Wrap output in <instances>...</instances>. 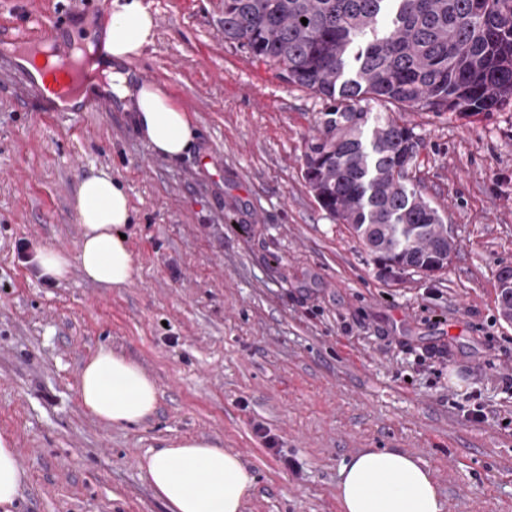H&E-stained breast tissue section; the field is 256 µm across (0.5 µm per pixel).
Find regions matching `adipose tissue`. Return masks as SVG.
<instances>
[{
    "instance_id": "obj_1",
    "label": "adipose tissue",
    "mask_w": 512,
    "mask_h": 512,
    "mask_svg": "<svg viewBox=\"0 0 512 512\" xmlns=\"http://www.w3.org/2000/svg\"><path fill=\"white\" fill-rule=\"evenodd\" d=\"M154 19L141 0H113L106 48L117 68L110 79L120 99L130 100L138 133L160 155L177 157L193 146L190 118L168 94L151 84H133L120 65L152 41ZM82 235L76 253L36 249L31 262L39 277L53 283L80 268L107 288L129 285L135 274L133 254L122 234L131 218L128 197L110 173L85 178L77 191ZM79 396L104 423L123 428L153 416L158 393L137 362L109 347L84 365ZM140 476L168 512H241L256 492V478L239 457L202 438H183L149 449L138 463ZM27 479L16 448L0 436V508L13 504ZM342 512H444L438 485L428 468L393 449H366L340 469L337 485Z\"/></svg>"
}]
</instances>
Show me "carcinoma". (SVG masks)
<instances>
[{
	"mask_svg": "<svg viewBox=\"0 0 512 512\" xmlns=\"http://www.w3.org/2000/svg\"><path fill=\"white\" fill-rule=\"evenodd\" d=\"M224 41L326 101L304 162L320 206L382 270L444 269L457 244L408 179L414 131L369 103L479 115L511 102L512 0H224Z\"/></svg>",
	"mask_w": 512,
	"mask_h": 512,
	"instance_id": "carcinoma-1",
	"label": "carcinoma"
}]
</instances>
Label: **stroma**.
<instances>
[{
    "instance_id": "stroma-1",
    "label": "stroma",
    "mask_w": 512,
    "mask_h": 512,
    "mask_svg": "<svg viewBox=\"0 0 512 512\" xmlns=\"http://www.w3.org/2000/svg\"><path fill=\"white\" fill-rule=\"evenodd\" d=\"M146 69L188 113V154L155 153L127 112H47L0 46V434L28 474L11 512H166L138 462L204 438L257 478L242 512H340L341 466L366 448L412 455L445 512H512V103L491 115L402 113L409 175L458 244L447 268L392 280L304 179L325 101L224 41V0H142ZM69 16L101 42L112 0H0L37 35ZM126 192L136 275L46 284L16 244L75 252L80 182ZM108 346L155 382L156 413L116 429L78 392ZM489 412L475 423L474 409ZM272 436L276 449L266 448Z\"/></svg>"
}]
</instances>
